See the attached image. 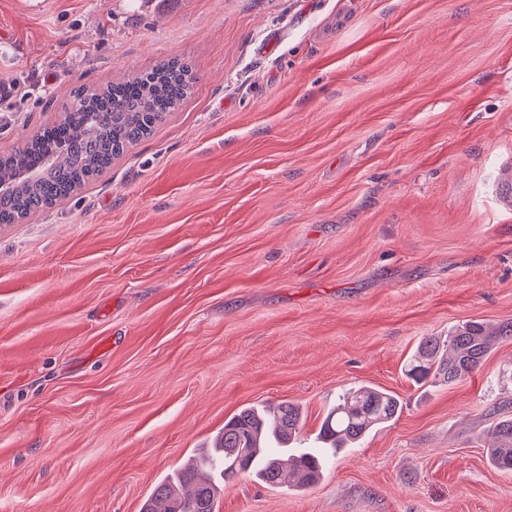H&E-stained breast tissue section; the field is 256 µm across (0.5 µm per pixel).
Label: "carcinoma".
Returning <instances> with one entry per match:
<instances>
[{
    "mask_svg": "<svg viewBox=\"0 0 512 512\" xmlns=\"http://www.w3.org/2000/svg\"><path fill=\"white\" fill-rule=\"evenodd\" d=\"M193 71L187 59L164 61L134 78L104 88L80 85L70 93L60 118L0 157V224H19L37 211L61 205L75 190L96 180L112 161L148 138L165 116L190 95ZM512 340V321L499 325L469 322L448 337V355L425 337L407 365L416 381L430 376L458 383L477 370L490 351ZM401 411L396 395L360 386L339 396L325 414L315 448L281 458L301 425L299 406L281 401L269 426L264 410L241 408L224 423L213 448L196 464L173 472L154 486L142 512H215L221 482L247 473L274 488L315 484L328 450L354 444ZM487 453L499 469H512V417L497 420L485 436Z\"/></svg>",
    "mask_w": 512,
    "mask_h": 512,
    "instance_id": "obj_1",
    "label": "carcinoma"
}]
</instances>
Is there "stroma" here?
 Here are the masks:
<instances>
[{"instance_id":"stroma-1","label":"stroma","mask_w":512,"mask_h":512,"mask_svg":"<svg viewBox=\"0 0 512 512\" xmlns=\"http://www.w3.org/2000/svg\"><path fill=\"white\" fill-rule=\"evenodd\" d=\"M194 89L63 205L0 224V512H142L246 405L349 388L398 418L309 488L217 512H512L480 439L512 340L414 383L419 341L512 321V0H0V154L71 88Z\"/></svg>"}]
</instances>
